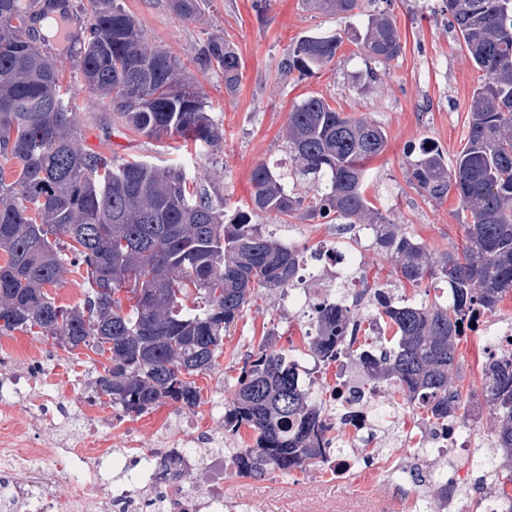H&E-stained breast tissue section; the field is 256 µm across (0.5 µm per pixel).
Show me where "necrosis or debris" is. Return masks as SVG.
Returning <instances> with one entry per match:
<instances>
[{
	"instance_id": "4bbe7bcc",
	"label": "necrosis or debris",
	"mask_w": 512,
	"mask_h": 512,
	"mask_svg": "<svg viewBox=\"0 0 512 512\" xmlns=\"http://www.w3.org/2000/svg\"><path fill=\"white\" fill-rule=\"evenodd\" d=\"M466 330L483 331L489 338L487 355L497 360L512 358V319H491L475 310ZM364 369L350 361L332 393L331 435L342 436L345 447L319 463L320 473L344 480L353 471L373 465L399 471L402 457L420 450L424 457L440 456L450 461H472L482 455L484 443L477 424L490 411L486 398L475 400L466 415L449 419L448 431L432 437L408 436L398 448L383 454L387 434L381 416L390 405L382 401L380 389L366 391ZM29 403L26 432L14 430L12 406L17 397ZM75 405L51 394L46 381L37 380L32 362L0 364V479L9 483L0 496V512H151V503L142 485H156L163 497L164 512H224V475L236 472L233 450H220L201 457L189 448L178 459V470L203 471L201 483L183 485L168 480L166 474L140 468L113 483L108 498H100L99 488L107 476L113 449L97 447L101 434L111 431L113 416L86 413L72 440L58 442V432L67 429ZM69 469L78 481L69 494L58 490L62 469Z\"/></svg>"
}]
</instances>
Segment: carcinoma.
I'll return each mask as SVG.
<instances>
[{
  "mask_svg": "<svg viewBox=\"0 0 512 512\" xmlns=\"http://www.w3.org/2000/svg\"><path fill=\"white\" fill-rule=\"evenodd\" d=\"M307 9L343 18L359 0H304ZM450 23L476 68L486 75L473 90L464 150L453 168L424 142L408 163L410 181L441 201L455 190L470 220L462 252L435 254L393 224L366 195L367 164L387 137L377 124L336 111L308 96L288 113L286 138L294 175L312 195L288 189L268 165L251 174L252 209L226 219L224 202L206 188L188 189L174 167L144 160L117 162L82 148L77 106L63 85L40 23L60 14L81 29L67 51L77 58L83 86L106 103L113 119L158 141L218 145L224 135L195 76L177 58L149 43L119 0H0V159L19 169L6 182L0 167V335L43 336L72 354L81 347L107 356L91 382L95 397L140 417L169 404L193 411L202 403L194 377L216 370L224 336L244 316L255 290L287 296L304 251L275 238L252 217H328L346 228L375 229L377 252L391 260L396 290L426 279L446 285L434 300L401 294L379 303L370 319L375 341L356 346L363 319L347 288L374 292L358 272L346 274L334 297L314 304L315 330L305 351L277 346L271 331L244 359L224 402V436L243 428L251 443L239 458L253 479L304 470L329 454L327 405L303 388L299 363L308 356L328 367L346 354L370 361L369 385L387 382L404 403L426 413L425 427L448 422L476 393L452 378L469 309L496 310L512 295V0H445ZM209 0H169L185 22L200 21ZM364 54L384 65L402 50L392 19L373 15L356 35ZM340 37L303 35L277 69L286 77L312 73L336 55ZM198 71L224 79L237 92L242 61L221 36L196 56ZM86 266L97 284L71 306L48 292L66 263ZM196 296L187 306L189 287ZM130 301L124 307L120 294ZM480 393L492 404L498 429L496 468L476 470L474 485L512 484V363L485 361Z\"/></svg>",
  "mask_w": 512,
  "mask_h": 512,
  "instance_id": "1",
  "label": "carcinoma"
}]
</instances>
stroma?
<instances>
[{"label": "stroma", "mask_w": 512, "mask_h": 512, "mask_svg": "<svg viewBox=\"0 0 512 512\" xmlns=\"http://www.w3.org/2000/svg\"><path fill=\"white\" fill-rule=\"evenodd\" d=\"M123 5L152 44L187 65L210 35L229 39L243 62L241 86L229 96L219 74L199 75L212 115L224 127V139L215 148H187L181 138L159 142L113 122L109 108L85 91L74 57L59 55L80 107L79 133L85 149L117 160L135 157L181 166L189 178L202 180L212 198L223 200L225 210L232 213L250 204L251 171L256 165L290 170L288 113L304 96L318 95L345 115L377 123L387 134L383 153L369 164L368 198L430 251H461L467 214L457 193L432 200L410 183L407 174L408 151L425 141L448 160H456L466 143L472 92L484 78L455 37L442 0H360L364 13L390 15L403 43L399 57L386 64L376 79L368 74L373 61L354 38L355 20L308 11L303 0H267L262 9L255 8L253 0H211L209 11L197 23L180 20L168 0H123ZM324 31L343 37L332 61L312 75L281 76L277 62L289 44L301 35ZM272 230L301 248L327 243L346 252L362 251V269L368 275L384 280L391 270L370 242H356L336 225L289 218L273 223ZM311 317L307 307L288 303L278 293L259 291L225 337L218 372L197 377L200 407L182 418L169 405L139 418H124L105 434L107 447H122L131 438L139 448L155 447L158 437L179 419L185 434L211 432L218 424L212 406L227 396L239 362L271 329L290 334L295 346H302ZM27 355L41 358L39 373L48 378L57 397L88 402V383L101 366V356L84 347L72 355L52 341L18 331L0 336V357ZM394 480L381 467L357 470L346 481L334 483L313 468L248 485L228 474L224 496L231 505L249 502L256 512H407L394 492Z\"/></svg>", "instance_id": "obj_1"}]
</instances>
